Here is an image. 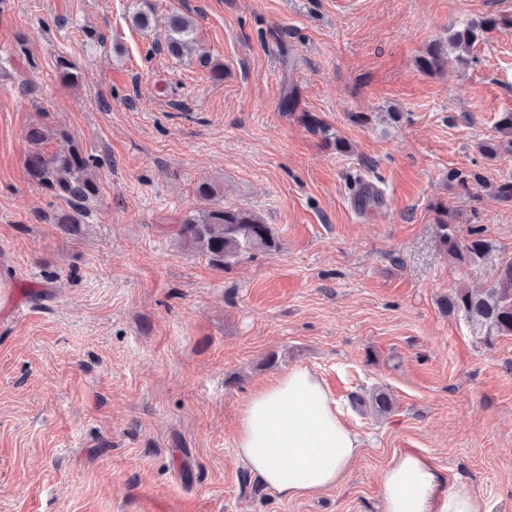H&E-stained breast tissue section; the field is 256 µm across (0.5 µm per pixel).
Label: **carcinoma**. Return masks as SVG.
Listing matches in <instances>:
<instances>
[{
  "mask_svg": "<svg viewBox=\"0 0 512 512\" xmlns=\"http://www.w3.org/2000/svg\"><path fill=\"white\" fill-rule=\"evenodd\" d=\"M154 9L150 4L132 14V22L138 28H148L153 22ZM507 18L489 16L454 30L445 42L434 43L427 55L418 60L419 68L429 74L442 72L448 65L449 55L464 60L473 45L485 33L509 25ZM194 41V23L186 15L174 12L170 15L163 41L158 49L166 50L173 57H180L191 49ZM60 148L47 154L43 145L50 139L47 128L33 125L26 132L31 145L26 166L31 178L47 193L66 201L70 213L56 214L55 224H77V215L88 210L89 204L99 193L97 183L87 174L88 159L80 144L64 131L57 132ZM441 244L447 254L461 264L473 265L480 259L489 243L477 236L461 244L448 233V225H440ZM176 238L190 250L207 254L215 264H229L242 253L250 250L270 251L278 249L270 227L253 212L224 206H211L186 216L174 229ZM446 312L460 313L479 331L485 333L483 341L491 345L497 336H512V260L505 261L498 278L490 288L481 291L460 290L446 297Z\"/></svg>",
  "mask_w": 512,
  "mask_h": 512,
  "instance_id": "obj_1",
  "label": "carcinoma"
}]
</instances>
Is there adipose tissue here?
Wrapping results in <instances>:
<instances>
[{"label":"adipose tissue","instance_id":"adipose-tissue-1","mask_svg":"<svg viewBox=\"0 0 512 512\" xmlns=\"http://www.w3.org/2000/svg\"><path fill=\"white\" fill-rule=\"evenodd\" d=\"M360 452L357 434L321 380L290 370L254 393L237 429L240 460L285 498L335 487ZM383 512H487L466 481H447L425 458L405 452L379 476Z\"/></svg>","mask_w":512,"mask_h":512}]
</instances>
